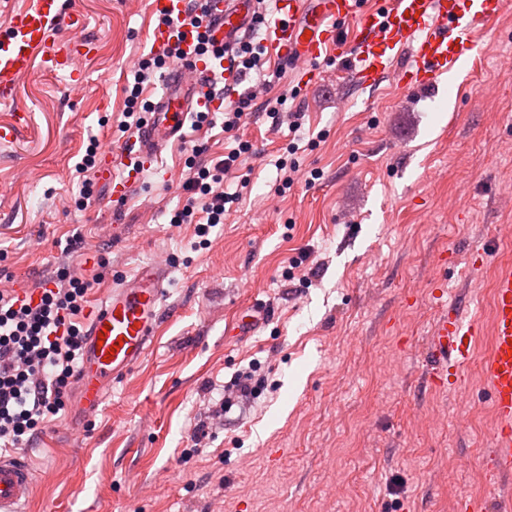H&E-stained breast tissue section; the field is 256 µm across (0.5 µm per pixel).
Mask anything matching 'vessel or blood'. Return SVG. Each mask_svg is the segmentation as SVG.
I'll return each mask as SVG.
<instances>
[{
    "label": "vessel or blood",
    "mask_w": 512,
    "mask_h": 512,
    "mask_svg": "<svg viewBox=\"0 0 512 512\" xmlns=\"http://www.w3.org/2000/svg\"><path fill=\"white\" fill-rule=\"evenodd\" d=\"M186 0H148L149 10L168 17L154 27L149 41L155 54L180 42L194 54V37L187 28L173 26ZM252 0H210L216 40L232 47L248 34ZM506 0H382L371 8L364 0H278V15L266 29L265 45L276 51L282 64L291 66L299 82H318L315 61L332 54L349 57L353 82L374 89L386 76H394L406 91L434 89L442 76H454L463 60L472 58L474 33L497 19ZM350 24L349 37H341V24ZM63 24L61 0H25L13 11L0 36V99L15 100L21 80L36 66H65L73 51L84 49L78 34L58 38ZM238 79L230 58L197 61L177 73L166 90L151 102L150 118L129 145L106 148L97 168L112 197L130 195L141 176L142 160L156 158L173 138L179 137L192 113L216 111L220 101L207 98L206 82ZM171 271L161 263L142 265L134 274L114 280L109 294L97 305L83 349L76 409L98 410L112 381L139 362L160 326ZM491 351L485 374L497 428L492 435L490 467L499 477L512 476V265H500L492 296ZM263 302H255L232 324L236 336L253 335L269 320ZM482 331L477 318L441 319L430 338L435 369H447L449 378L471 358L472 345ZM33 489L29 466L16 455L0 451V512H21Z\"/></svg>",
    "instance_id": "1"
}]
</instances>
